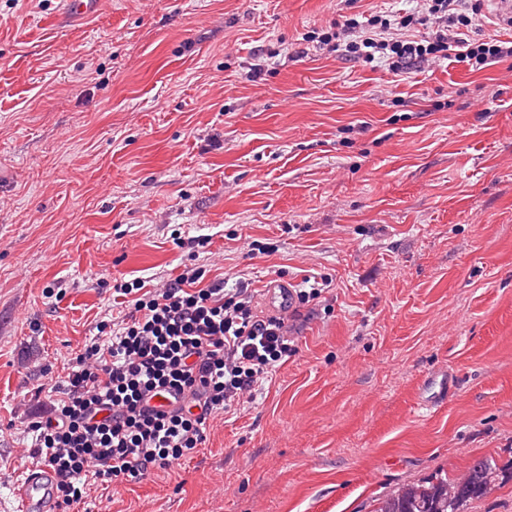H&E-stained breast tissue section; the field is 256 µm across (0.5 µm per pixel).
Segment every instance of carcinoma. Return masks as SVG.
<instances>
[{"label": "carcinoma", "instance_id": "1", "mask_svg": "<svg viewBox=\"0 0 512 512\" xmlns=\"http://www.w3.org/2000/svg\"><path fill=\"white\" fill-rule=\"evenodd\" d=\"M512 481V463L501 466L493 458H477L461 477L444 471L399 485L376 499L371 512H468L494 488Z\"/></svg>", "mask_w": 512, "mask_h": 512}]
</instances>
